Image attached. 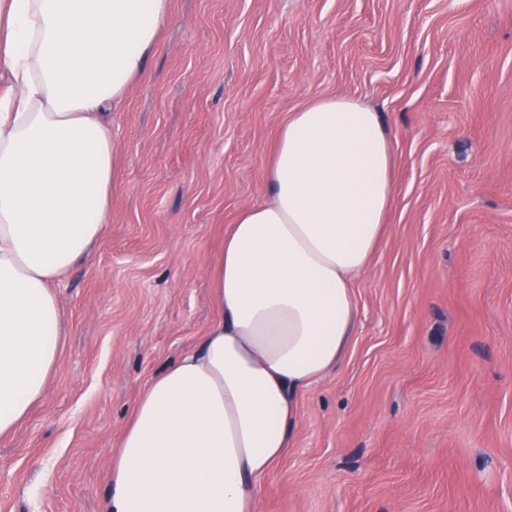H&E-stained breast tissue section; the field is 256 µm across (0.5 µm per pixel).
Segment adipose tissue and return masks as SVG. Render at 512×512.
<instances>
[{
    "label": "adipose tissue",
    "mask_w": 512,
    "mask_h": 512,
    "mask_svg": "<svg viewBox=\"0 0 512 512\" xmlns=\"http://www.w3.org/2000/svg\"><path fill=\"white\" fill-rule=\"evenodd\" d=\"M169 0H0V440L58 369L54 285L108 229L119 145L106 119L143 77ZM393 154L378 112L290 113L212 269L199 348L155 374L117 441L101 512H253L299 393L336 368L352 285L383 238Z\"/></svg>",
    "instance_id": "ef3b65f1"
}]
</instances>
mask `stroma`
<instances>
[{"mask_svg":"<svg viewBox=\"0 0 512 512\" xmlns=\"http://www.w3.org/2000/svg\"><path fill=\"white\" fill-rule=\"evenodd\" d=\"M334 96L379 112L393 202L255 512H512V0H170L110 115L108 231L55 286L60 366L0 440V512H99L140 393L216 315L279 126Z\"/></svg>","mask_w":512,"mask_h":512,"instance_id":"35a3bbf8","label":"stroma"}]
</instances>
